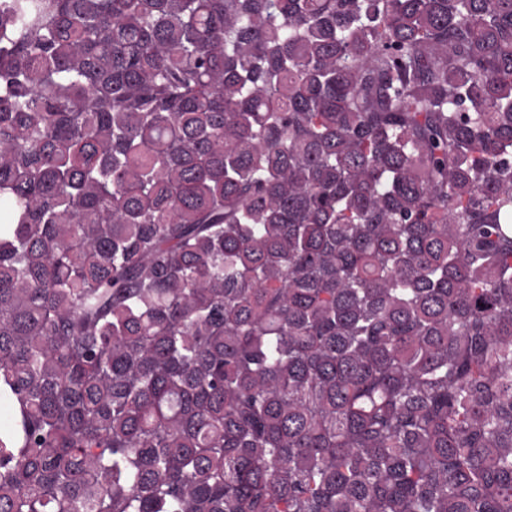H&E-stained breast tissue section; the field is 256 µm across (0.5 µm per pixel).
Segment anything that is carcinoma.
Returning <instances> with one entry per match:
<instances>
[{
  "label": "carcinoma",
  "instance_id": "cac0c4a2",
  "mask_svg": "<svg viewBox=\"0 0 512 512\" xmlns=\"http://www.w3.org/2000/svg\"><path fill=\"white\" fill-rule=\"evenodd\" d=\"M0 512H512V0H0Z\"/></svg>",
  "mask_w": 512,
  "mask_h": 512
}]
</instances>
